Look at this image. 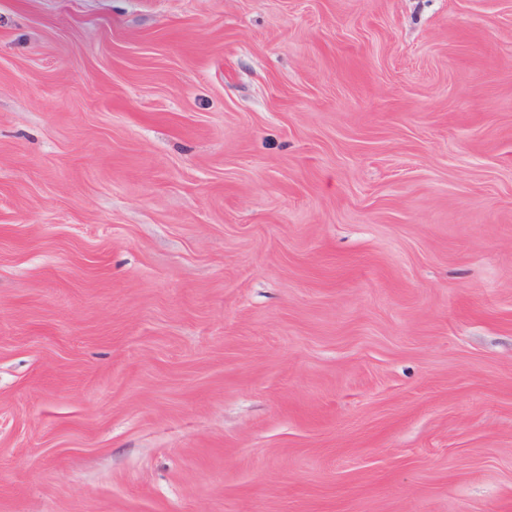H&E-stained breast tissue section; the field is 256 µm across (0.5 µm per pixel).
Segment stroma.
I'll return each mask as SVG.
<instances>
[{"label":"stroma","instance_id":"stroma-1","mask_svg":"<svg viewBox=\"0 0 512 512\" xmlns=\"http://www.w3.org/2000/svg\"><path fill=\"white\" fill-rule=\"evenodd\" d=\"M0 512H512V0H0Z\"/></svg>","mask_w":512,"mask_h":512}]
</instances>
